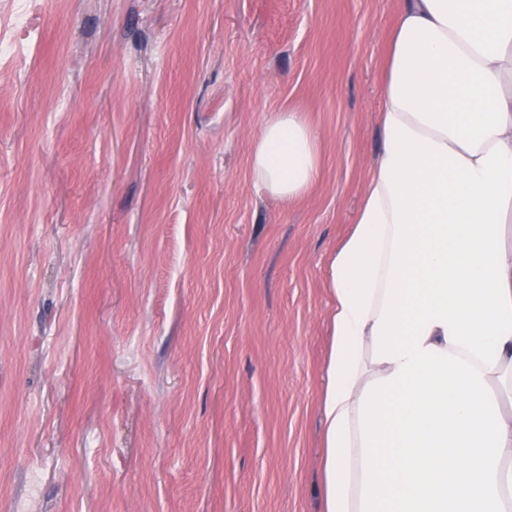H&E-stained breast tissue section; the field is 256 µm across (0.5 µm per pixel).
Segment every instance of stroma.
Masks as SVG:
<instances>
[{"label":"stroma","mask_w":512,"mask_h":512,"mask_svg":"<svg viewBox=\"0 0 512 512\" xmlns=\"http://www.w3.org/2000/svg\"><path fill=\"white\" fill-rule=\"evenodd\" d=\"M0 0V512H320L330 264L399 0ZM301 112L321 172L250 157ZM317 137L299 112H278L264 126L251 157L255 181L283 202L302 197L320 170Z\"/></svg>","instance_id":"obj_1"}]
</instances>
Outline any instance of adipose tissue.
Masks as SVG:
<instances>
[{"instance_id": "1", "label": "adipose tissue", "mask_w": 512, "mask_h": 512, "mask_svg": "<svg viewBox=\"0 0 512 512\" xmlns=\"http://www.w3.org/2000/svg\"><path fill=\"white\" fill-rule=\"evenodd\" d=\"M379 123L331 262L322 512H512V0H400ZM320 163L288 111L251 170L290 202Z\"/></svg>"}]
</instances>
